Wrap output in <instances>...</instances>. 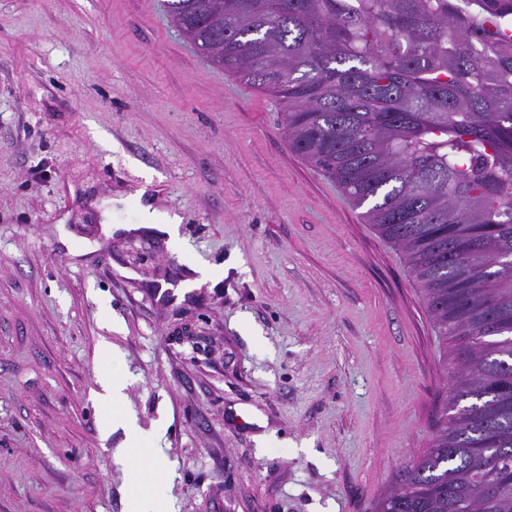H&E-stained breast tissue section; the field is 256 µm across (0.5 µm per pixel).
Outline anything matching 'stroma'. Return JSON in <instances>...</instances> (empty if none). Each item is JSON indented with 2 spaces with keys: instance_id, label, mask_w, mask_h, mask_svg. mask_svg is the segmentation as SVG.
<instances>
[{
  "instance_id": "obj_1",
  "label": "stroma",
  "mask_w": 512,
  "mask_h": 512,
  "mask_svg": "<svg viewBox=\"0 0 512 512\" xmlns=\"http://www.w3.org/2000/svg\"><path fill=\"white\" fill-rule=\"evenodd\" d=\"M147 179L182 246L102 224ZM448 387L400 251L161 0H0V512H127L116 451L157 429L175 512H370ZM101 392L96 393L95 399L103 406L112 408L111 428H123L129 432L136 433L137 427L135 423L122 415L116 408L117 402L123 396L125 382L116 374L107 375L100 380Z\"/></svg>"
}]
</instances>
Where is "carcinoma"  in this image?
<instances>
[{
  "label": "carcinoma",
  "mask_w": 512,
  "mask_h": 512,
  "mask_svg": "<svg viewBox=\"0 0 512 512\" xmlns=\"http://www.w3.org/2000/svg\"><path fill=\"white\" fill-rule=\"evenodd\" d=\"M403 253L451 369L373 512H512V0H165Z\"/></svg>",
  "instance_id": "carcinoma-1"
}]
</instances>
